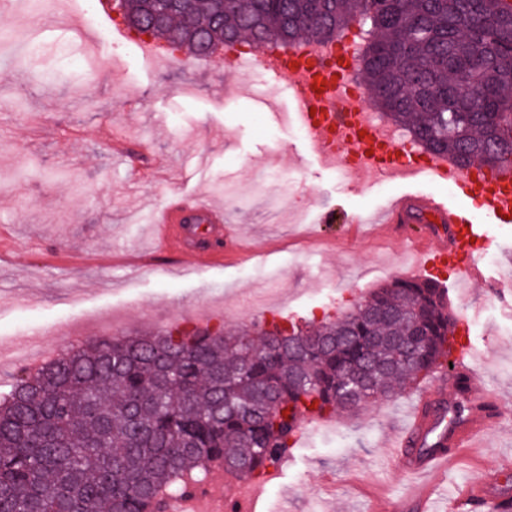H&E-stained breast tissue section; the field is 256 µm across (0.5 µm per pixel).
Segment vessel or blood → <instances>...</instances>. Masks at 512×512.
<instances>
[{"label": "vessel or blood", "instance_id": "vessel-or-blood-1", "mask_svg": "<svg viewBox=\"0 0 512 512\" xmlns=\"http://www.w3.org/2000/svg\"><path fill=\"white\" fill-rule=\"evenodd\" d=\"M255 52L275 78L291 83L296 109L305 114L308 142L319 154H327L332 143L348 142L357 173L377 172L386 177H414L426 174L437 182H452L462 197L476 203L485 214L500 218L512 214V165L473 175L460 171L446 158L437 157L419 164L406 156H383L382 142L375 129L364 128L353 112L335 109L331 90L348 89V75L355 56L337 51L331 58L310 53L301 43L282 55L270 53L269 45L256 46ZM211 224L213 235L231 243L233 229L224 222L223 208L197 206L187 212L181 199L169 197L162 212L159 239L170 253L181 254L192 236L190 219ZM421 223V230L404 232L407 224ZM377 233L388 239L404 238L422 263L421 272L435 276L441 265H450L457 281H484L479 262L487 245L484 234L447 198L436 194H403L392 200L375 224ZM452 366L445 379L425 389L411 423L389 443L391 460L409 474L426 476V483L413 486L411 496L429 512L434 507L435 485L432 476L444 473L465 449L479 448L495 424V408L486 403L478 377L472 367L478 354L469 338V324L460 321L453 328ZM478 505L486 512H507L506 498L497 493L488 479L465 484L450 496L445 512H466Z\"/></svg>", "mask_w": 512, "mask_h": 512}]
</instances>
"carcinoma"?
I'll return each instance as SVG.
<instances>
[{"label":"carcinoma","mask_w":512,"mask_h":512,"mask_svg":"<svg viewBox=\"0 0 512 512\" xmlns=\"http://www.w3.org/2000/svg\"><path fill=\"white\" fill-rule=\"evenodd\" d=\"M125 6L138 29L194 58L243 38L336 41L360 14V71L380 112L460 167L509 161L505 0H188L158 24L154 0ZM450 58L475 63L467 103ZM453 327L445 289L397 279L307 331L175 328L72 347L0 401V512H161L163 494L213 467L254 478L289 447L297 416L391 400L447 367ZM396 338L416 344L413 358L392 357ZM371 369L373 387L352 394Z\"/></svg>","instance_id":"cac0c4a2"}]
</instances>
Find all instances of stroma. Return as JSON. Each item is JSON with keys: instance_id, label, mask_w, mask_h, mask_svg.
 <instances>
[{"instance_id": "obj_1", "label": "stroma", "mask_w": 512, "mask_h": 512, "mask_svg": "<svg viewBox=\"0 0 512 512\" xmlns=\"http://www.w3.org/2000/svg\"><path fill=\"white\" fill-rule=\"evenodd\" d=\"M45 22L24 9L0 11V24L42 44L0 57V393L34 353L54 359L77 344L183 325L196 305L235 311L261 302L259 321L316 326L349 312L374 288L414 276L406 244L352 238L348 215L367 218L403 192L439 193L462 211L469 203L447 185L409 183L369 172L358 179L323 165L295 129L293 92L271 72H225L223 51L208 61H145L129 45L100 49L107 10L80 0H47ZM124 129L133 148L116 157L105 138ZM151 148L141 158L136 144ZM188 206L209 197L245 200L226 209L241 226L242 247L262 259L211 263L198 253L159 255L135 269L124 255L151 246L149 226L169 191ZM333 219L323 222V208ZM493 240L481 262L489 281L461 290L440 276L455 318L467 319L480 386L501 400L498 425L483 449L452 467L446 487L483 472L512 498V223L481 217ZM419 386L314 426L267 494V512H372L368 492L406 500L409 475L385 462V444L419 402Z\"/></svg>"}]
</instances>
